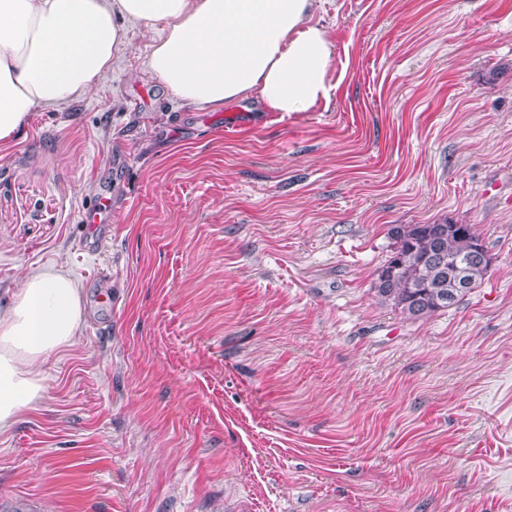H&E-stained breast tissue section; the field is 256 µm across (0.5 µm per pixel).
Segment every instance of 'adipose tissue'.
<instances>
[{
	"label": "adipose tissue",
	"mask_w": 512,
	"mask_h": 512,
	"mask_svg": "<svg viewBox=\"0 0 512 512\" xmlns=\"http://www.w3.org/2000/svg\"><path fill=\"white\" fill-rule=\"evenodd\" d=\"M315 0H0V144L32 112L86 96L112 69L122 23L160 25L144 66L204 112L258 99L279 116L328 100L334 45ZM82 291L63 268L29 272L0 311V433L38 409L40 367L72 347Z\"/></svg>",
	"instance_id": "obj_1"
}]
</instances>
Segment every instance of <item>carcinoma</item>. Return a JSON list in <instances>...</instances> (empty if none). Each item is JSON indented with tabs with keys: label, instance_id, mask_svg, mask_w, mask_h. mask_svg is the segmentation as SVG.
<instances>
[{
	"label": "carcinoma",
	"instance_id": "carcinoma-1",
	"mask_svg": "<svg viewBox=\"0 0 512 512\" xmlns=\"http://www.w3.org/2000/svg\"><path fill=\"white\" fill-rule=\"evenodd\" d=\"M394 249L386 260L396 267L395 278L385 291L375 290L381 302L412 318H421L447 310L461 301H436V282L442 276L438 264L429 260L436 247H441L448 257H463L471 253L478 234L472 224H462L455 231L446 224H404L389 229Z\"/></svg>",
	"mask_w": 512,
	"mask_h": 512
}]
</instances>
